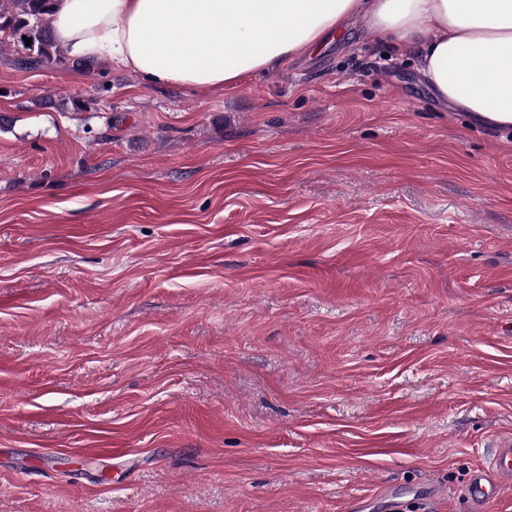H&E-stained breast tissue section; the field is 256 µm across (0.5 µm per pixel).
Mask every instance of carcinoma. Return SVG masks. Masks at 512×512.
I'll return each instance as SVG.
<instances>
[{"label":"carcinoma","mask_w":512,"mask_h":512,"mask_svg":"<svg viewBox=\"0 0 512 512\" xmlns=\"http://www.w3.org/2000/svg\"><path fill=\"white\" fill-rule=\"evenodd\" d=\"M55 0H0V44L13 39L17 50L15 62H26L25 68L36 69L46 64L60 68L72 65L91 69L95 60L75 61L57 44L50 32L48 16ZM31 39L25 45L23 37Z\"/></svg>","instance_id":"1"}]
</instances>
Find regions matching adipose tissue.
Returning a JSON list of instances; mask_svg holds the SVG:
<instances>
[{"label": "adipose tissue", "instance_id": "adipose-tissue-1", "mask_svg": "<svg viewBox=\"0 0 512 512\" xmlns=\"http://www.w3.org/2000/svg\"><path fill=\"white\" fill-rule=\"evenodd\" d=\"M355 17L416 54L441 100L512 122V0H58L49 24L72 59L221 92L302 58Z\"/></svg>", "mask_w": 512, "mask_h": 512}]
</instances>
